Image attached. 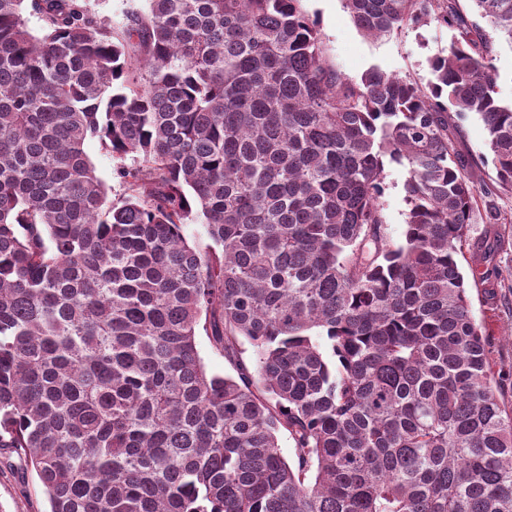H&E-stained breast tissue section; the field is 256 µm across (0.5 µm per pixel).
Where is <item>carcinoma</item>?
Listing matches in <instances>:
<instances>
[{
    "mask_svg": "<svg viewBox=\"0 0 512 512\" xmlns=\"http://www.w3.org/2000/svg\"><path fill=\"white\" fill-rule=\"evenodd\" d=\"M299 2L145 0L117 25L0 0V449L47 512H512V408L458 259L478 165L448 124L479 115L512 187V0H469L485 28L459 0H345L371 38L455 31L426 86L345 76ZM494 59L498 97L503 103L509 104L512 102V47L507 43H496ZM86 152L95 166L96 175L106 185L112 188V194L119 193V179L115 175V162L112 155L103 149L97 140H89L86 143ZM404 167L387 163L384 169L385 192L381 198L385 233L389 241L399 243L406 224L407 206L404 201ZM197 344L200 350V354L203 357L204 362L209 370L223 375L235 374L232 368L224 361L222 357L213 353L210 348L209 341L203 332H200L199 336H197Z\"/></svg>",
    "mask_w": 512,
    "mask_h": 512,
    "instance_id": "obj_1",
    "label": "carcinoma"
}]
</instances>
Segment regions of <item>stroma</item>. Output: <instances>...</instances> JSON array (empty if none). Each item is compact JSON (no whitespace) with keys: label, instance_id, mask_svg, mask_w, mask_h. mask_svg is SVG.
<instances>
[{"label":"stroma","instance_id":"stroma-1","mask_svg":"<svg viewBox=\"0 0 512 512\" xmlns=\"http://www.w3.org/2000/svg\"><path fill=\"white\" fill-rule=\"evenodd\" d=\"M300 6L317 20L329 64L354 80L370 66L378 65L427 84L432 78L429 58L446 50L453 37L451 29L431 22L375 40L356 27L344 0H301ZM458 126L460 149L478 158L480 175L495 204L511 214L512 188L501 187L497 181L483 122L471 113L459 120ZM405 178L404 167L386 164L381 205L386 236L394 243L401 241L406 224ZM488 249L494 252V272L485 281L475 271V260ZM459 262L473 314L494 338L492 369L512 373V223H490L485 210H477ZM46 508L43 487L35 473L21 470L11 450H0V512H45Z\"/></svg>","mask_w":512,"mask_h":512}]
</instances>
